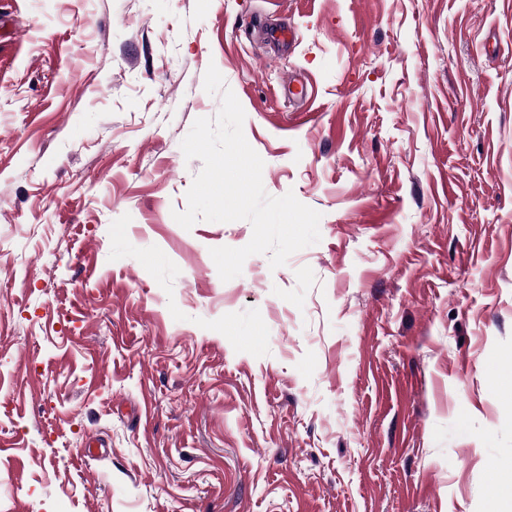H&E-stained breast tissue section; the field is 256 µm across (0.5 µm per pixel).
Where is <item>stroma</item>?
<instances>
[{"label": "stroma", "mask_w": 512, "mask_h": 512, "mask_svg": "<svg viewBox=\"0 0 512 512\" xmlns=\"http://www.w3.org/2000/svg\"><path fill=\"white\" fill-rule=\"evenodd\" d=\"M211 65L321 215L227 282L251 224L172 216ZM510 477L512 0H0V512H493Z\"/></svg>", "instance_id": "35a3bbf8"}]
</instances>
